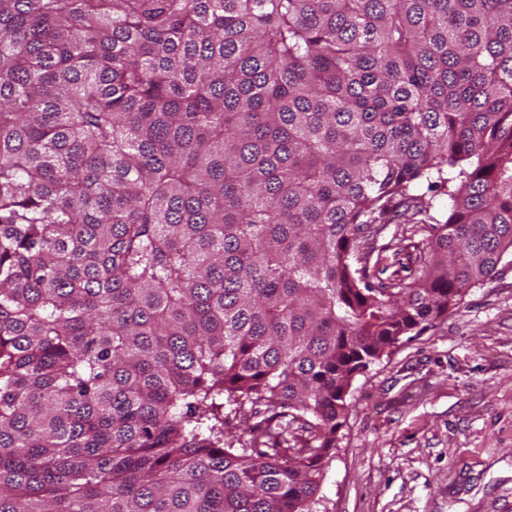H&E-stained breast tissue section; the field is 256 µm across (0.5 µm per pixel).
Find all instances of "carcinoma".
I'll list each match as a JSON object with an SVG mask.
<instances>
[{"instance_id": "1", "label": "carcinoma", "mask_w": 512, "mask_h": 512, "mask_svg": "<svg viewBox=\"0 0 512 512\" xmlns=\"http://www.w3.org/2000/svg\"><path fill=\"white\" fill-rule=\"evenodd\" d=\"M510 251L512 0H0V512H318ZM421 224H400L390 226L384 240L380 243L392 242L378 258L375 268L378 278H398L409 274L413 266L414 251L412 244L422 239L424 232L419 231ZM383 270L382 272H377Z\"/></svg>"}]
</instances>
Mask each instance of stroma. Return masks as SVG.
Returning <instances> with one entry per match:
<instances>
[{"label":"stroma","instance_id":"1","mask_svg":"<svg viewBox=\"0 0 512 512\" xmlns=\"http://www.w3.org/2000/svg\"><path fill=\"white\" fill-rule=\"evenodd\" d=\"M382 278L418 225L390 226ZM320 512H512V255L432 327L353 380Z\"/></svg>","mask_w":512,"mask_h":512}]
</instances>
